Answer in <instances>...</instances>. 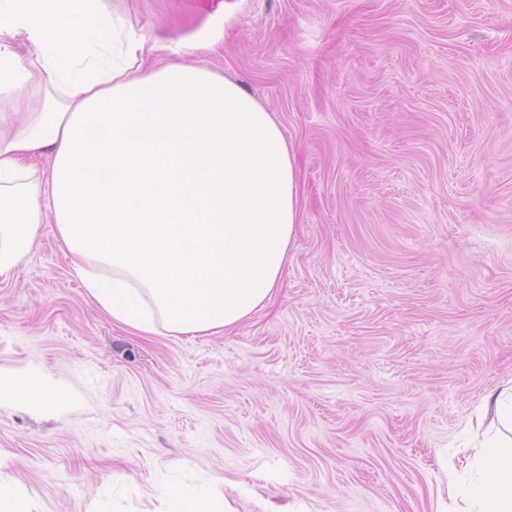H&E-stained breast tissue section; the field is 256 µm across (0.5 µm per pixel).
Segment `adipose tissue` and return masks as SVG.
<instances>
[{
  "instance_id": "adipose-tissue-1",
  "label": "adipose tissue",
  "mask_w": 512,
  "mask_h": 512,
  "mask_svg": "<svg viewBox=\"0 0 512 512\" xmlns=\"http://www.w3.org/2000/svg\"><path fill=\"white\" fill-rule=\"evenodd\" d=\"M159 50L106 0H0V282L48 225L114 323L216 336L272 298L298 172L253 96L203 65H156ZM4 399L46 409L65 396L0 374ZM482 412L501 430L474 448L492 477L463 490L465 512H512V385ZM157 488L165 512H234L190 485Z\"/></svg>"
}]
</instances>
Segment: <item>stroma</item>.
Here are the masks:
<instances>
[{"label":"stroma","instance_id":"1","mask_svg":"<svg viewBox=\"0 0 512 512\" xmlns=\"http://www.w3.org/2000/svg\"><path fill=\"white\" fill-rule=\"evenodd\" d=\"M239 80L298 169L270 303L223 336H140L43 230L0 283V372L65 405H0L32 512H160L156 478L236 512H432L512 381V0H108ZM219 36L215 51L200 43Z\"/></svg>","mask_w":512,"mask_h":512}]
</instances>
